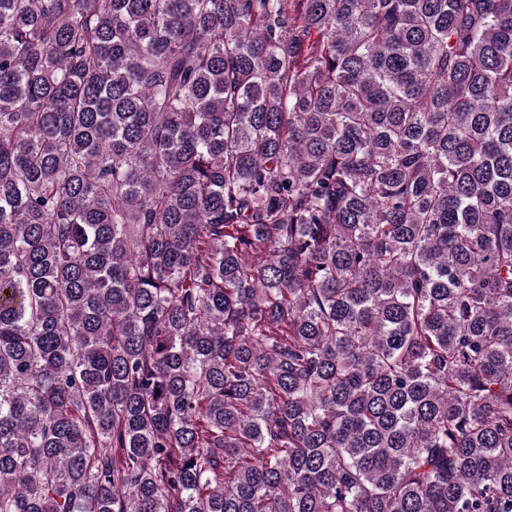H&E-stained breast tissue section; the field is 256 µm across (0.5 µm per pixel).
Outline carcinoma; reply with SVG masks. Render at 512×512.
I'll use <instances>...</instances> for the list:
<instances>
[{
  "label": "carcinoma",
  "mask_w": 512,
  "mask_h": 512,
  "mask_svg": "<svg viewBox=\"0 0 512 512\" xmlns=\"http://www.w3.org/2000/svg\"><path fill=\"white\" fill-rule=\"evenodd\" d=\"M0 512H512V0H0Z\"/></svg>",
  "instance_id": "1"
}]
</instances>
